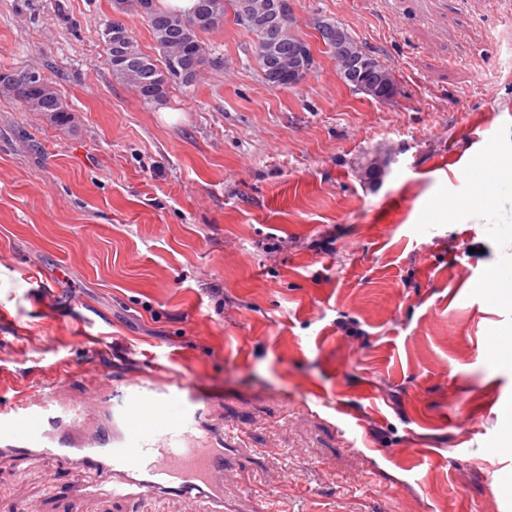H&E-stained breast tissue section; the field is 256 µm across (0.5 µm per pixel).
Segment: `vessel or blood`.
<instances>
[{
  "mask_svg": "<svg viewBox=\"0 0 512 512\" xmlns=\"http://www.w3.org/2000/svg\"><path fill=\"white\" fill-rule=\"evenodd\" d=\"M181 387L157 385L149 376L133 382L125 402L93 425L81 409L54 416L29 401L0 411V458L44 456L102 477L71 496L72 512L99 494L115 499L177 497L192 512H225L227 448L196 447L182 430L188 418L176 411Z\"/></svg>",
  "mask_w": 512,
  "mask_h": 512,
  "instance_id": "b4317fda",
  "label": "vessel or blood"
}]
</instances>
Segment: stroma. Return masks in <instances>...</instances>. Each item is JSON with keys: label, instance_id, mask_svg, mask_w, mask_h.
Here are the masks:
<instances>
[{"label": "stroma", "instance_id": "1", "mask_svg": "<svg viewBox=\"0 0 512 512\" xmlns=\"http://www.w3.org/2000/svg\"><path fill=\"white\" fill-rule=\"evenodd\" d=\"M342 24L399 92H352L317 52L269 87L225 17L211 61L146 103L114 80L112 0H0V71L38 68L72 110L0 96V405L119 401L153 372L223 395L234 512H512V0H293ZM380 158L377 179L365 163ZM88 474L0 459V512H70ZM493 155L494 159L489 162V165H486L483 169L478 170L474 172L473 175H471L475 190L470 198L462 204L453 201L452 203L448 204V207L443 206L447 208L448 214L451 215L454 211L456 212L467 207H477L483 205L486 200V193L488 192V188L494 181L499 179L500 174L504 170H510L512 176L511 157L504 158L498 156L496 153H493Z\"/></svg>", "mask_w": 512, "mask_h": 512}]
</instances>
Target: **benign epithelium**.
I'll return each mask as SVG.
<instances>
[{
    "mask_svg": "<svg viewBox=\"0 0 512 512\" xmlns=\"http://www.w3.org/2000/svg\"><path fill=\"white\" fill-rule=\"evenodd\" d=\"M264 24L268 26L272 36V43L279 45L280 36L285 31H294V18L290 0H271L260 15ZM316 35L327 39L333 45L336 54L344 59L345 75L349 81L350 90L369 95L378 102H385L397 94L395 78L386 77L379 82H373L368 76L375 73L379 61L373 56H355L349 51L346 33L339 27L333 26L326 20H319L315 25ZM316 64L313 49L307 46V40L296 35L288 43V77L286 86L293 87L303 81ZM21 80L31 86L38 87L45 82L44 77L30 69L20 75L9 71L0 72V82L5 83Z\"/></svg>",
    "mask_w": 512,
    "mask_h": 512,
    "instance_id": "7a95c632",
    "label": "benign epithelium"
}]
</instances>
